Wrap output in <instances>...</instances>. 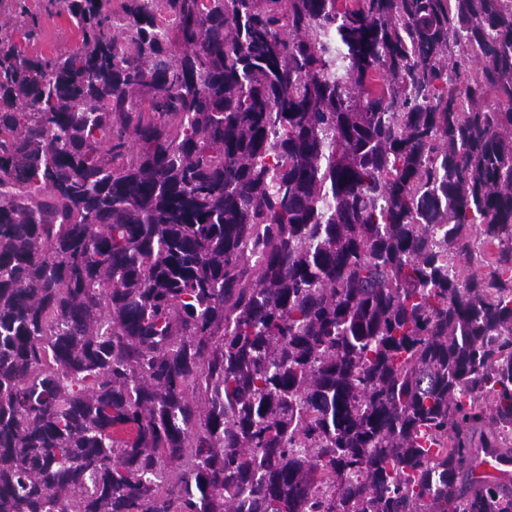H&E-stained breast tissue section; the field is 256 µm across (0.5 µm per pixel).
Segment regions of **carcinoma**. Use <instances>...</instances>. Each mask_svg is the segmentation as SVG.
<instances>
[{"label": "carcinoma", "mask_w": 512, "mask_h": 512, "mask_svg": "<svg viewBox=\"0 0 512 512\" xmlns=\"http://www.w3.org/2000/svg\"><path fill=\"white\" fill-rule=\"evenodd\" d=\"M51 5L74 49L0 35V512H512V5Z\"/></svg>", "instance_id": "cac0c4a2"}]
</instances>
